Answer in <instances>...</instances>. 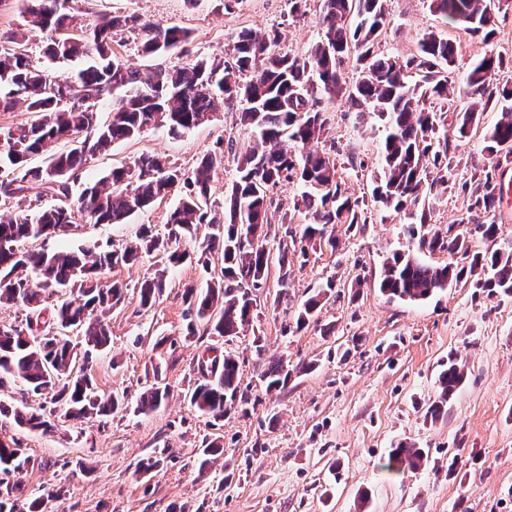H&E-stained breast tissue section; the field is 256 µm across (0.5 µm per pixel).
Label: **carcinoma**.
Masks as SVG:
<instances>
[{
	"label": "carcinoma",
	"instance_id": "obj_1",
	"mask_svg": "<svg viewBox=\"0 0 512 512\" xmlns=\"http://www.w3.org/2000/svg\"><path fill=\"white\" fill-rule=\"evenodd\" d=\"M22 23L0 33V112L21 109L26 123L0 129V192L24 200L33 187L53 198L42 207L25 206L0 214V305H19L26 311L19 326H0V385L7 381L51 395L67 419L107 417L125 406V396L99 393L87 375H72L79 353L105 349L111 331L105 313L123 303L127 287L99 278L105 268L129 265L157 251L172 265L190 258L180 242L197 244V262L207 267L209 255L223 256L222 277L198 288L184 289L190 319L186 335L201 331L220 338L233 337L253 320L254 291L269 276L270 251L265 242L271 224V192L282 182L299 186L294 209L304 216L301 233L287 227L278 244L279 282L288 286L290 247L325 244L336 249V237L327 227L369 223L365 198L350 195L337 175L331 150L311 151L322 139L327 121L315 108L316 95L344 98L361 112H375L385 122L386 134L378 147L380 175L372 189L375 201L408 215L404 235L414 240L417 226L428 223L426 198L448 184V165L455 151L467 144L480 116L492 108L498 121L483 138L481 151L495 168L512 162V84L502 78L512 73V59L486 53L465 73L459 86L450 85L448 72L456 64V43L436 32L422 36L417 54L404 62L379 50L386 27V0H321L320 35L308 56L279 51L278 33L258 35L240 31L233 40L231 61L191 59L177 68L157 66L146 72L132 68L112 49L115 34L139 27L145 31L142 50L153 57L171 52L188 55L190 32L178 26H160L135 15L102 16L93 23L66 6L68 0H16ZM493 0H430V9L460 31L486 44L496 33L498 16ZM43 35L42 62L32 59L27 32ZM355 56L358 77L343 81L345 60ZM87 61L75 72L57 75L51 65ZM249 79L242 83L240 75ZM242 103L239 123L248 131L236 157L237 176L224 191V201L211 199V175L224 162V151L204 156L193 176L166 158L142 153L130 167H115L75 193L74 174L87 157L109 151L119 141H131L151 125L172 133L197 128L209 121L219 102ZM440 108L425 107V100ZM112 102L105 121L98 105ZM456 113L447 128L443 115ZM41 156L43 165L32 160ZM177 187L184 192L167 217V232L141 225L136 240L121 247L98 245L73 250L35 251L25 243L55 237L76 224V214L94 224H125L137 213ZM501 201L500 183L492 172L470 193V208L488 215ZM211 229L198 240L199 228ZM475 234L493 241L495 222L472 226L450 224L421 235L419 246L428 252L462 254L466 266L450 262L436 266L412 250L396 251L384 261L379 290L391 299L426 300L463 279H472L489 294H512V247L470 253ZM165 287L164 273L140 283V305H152ZM334 290L333 283L318 288L295 314L296 327L307 326ZM200 374L189 392L190 405L212 421H221L232 405L250 404L242 388L239 362L234 356L205 349L198 359ZM266 391L283 389L291 377L288 362L268 361L261 374ZM465 378L453 358L438 376L440 393L426 410L433 420L445 413L450 398ZM169 396L159 374L140 395L137 411L147 413ZM15 425L29 432L54 427L44 409L13 414ZM29 457L20 443L0 439V512H48L55 494L27 497L20 474ZM427 461L420 448L401 444L392 449L384 469L416 470Z\"/></svg>",
	"mask_w": 512,
	"mask_h": 512
}]
</instances>
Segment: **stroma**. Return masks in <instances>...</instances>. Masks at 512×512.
Listing matches in <instances>:
<instances>
[{"label": "stroma", "instance_id": "stroma-1", "mask_svg": "<svg viewBox=\"0 0 512 512\" xmlns=\"http://www.w3.org/2000/svg\"><path fill=\"white\" fill-rule=\"evenodd\" d=\"M84 19L112 12L134 14L163 25L190 30L191 56L226 57L237 33L276 30L282 52L305 57L318 38L320 0H307L304 13H291L288 0H71ZM386 31L380 48L405 60L416 54L424 33L456 35L457 62L450 79L460 84L471 64L487 49L512 53V6L500 14L491 43L454 34L430 9V0H387ZM144 34L114 37L116 55L131 67L181 65L183 56H144ZM327 141L336 145L338 175L349 193L368 196L379 173L377 147L385 134L378 116L341 100L322 99ZM238 102L224 101L211 122L173 135L165 127L147 128L138 139L115 143L89 159L79 184L131 165L144 152H156L193 173L201 158L224 144V163L213 175L216 199L237 176L233 146L247 139L238 123ZM483 113L469 144L459 148L447 187L430 196V226L460 220L482 221L469 208L467 183L491 162L482 153L487 127L498 119ZM364 163L347 169L348 155ZM295 184L273 191L267 248L277 252L285 228L301 229L294 214ZM180 197L172 191L125 224L80 223L69 235L33 241L35 250H60L97 243L122 245L134 240L140 225L164 226ZM369 223L353 229L336 225L337 248L310 251L294 263L287 285L271 265L268 283L258 293L251 325L230 341L208 335L185 336L183 292L220 273L221 256L211 272L196 262L169 265L163 253L134 266L104 270L103 282L128 286L123 304L107 312L111 349L93 354L88 371L99 391L126 394L129 405L106 418L58 422L47 432H26L0 419V438L19 439L30 463L23 474L32 495L59 491L50 512H512V297H488L486 290L461 281L417 302L383 295L378 281L384 260L406 250L402 233L407 217L372 204ZM291 225H283L284 215ZM167 269L166 286L152 307H141L138 284ZM335 288L315 322L295 327V313L310 291L326 281ZM261 337L263 352L252 341ZM232 354L242 384L254 398L247 409H232L211 424L191 407L187 393L199 376L197 361L206 347ZM456 357L466 379L438 420L425 412L438 394L442 363ZM283 358L304 370L284 389L266 392L260 375L266 362ZM161 372L170 392L149 413L135 403ZM220 439L223 450L200 467L206 439ZM402 443L422 448L428 462L416 471L391 473L383 460ZM167 449L161 466L138 470L154 449Z\"/></svg>", "mask_w": 512, "mask_h": 512}]
</instances>
